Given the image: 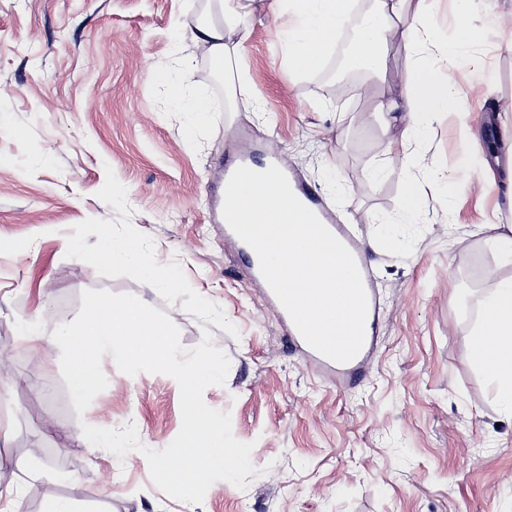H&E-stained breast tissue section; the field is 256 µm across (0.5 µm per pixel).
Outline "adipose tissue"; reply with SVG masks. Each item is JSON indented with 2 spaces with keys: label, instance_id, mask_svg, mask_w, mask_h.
<instances>
[{
  "label": "adipose tissue",
  "instance_id": "ef3b65f1",
  "mask_svg": "<svg viewBox=\"0 0 512 512\" xmlns=\"http://www.w3.org/2000/svg\"><path fill=\"white\" fill-rule=\"evenodd\" d=\"M260 0H219L220 21L205 23L191 32L195 46L220 62L230 58L226 35L229 17L252 10ZM357 32L353 62L374 76L367 95L382 121L385 150L422 139L443 113L458 110V99L439 77L440 66H455L461 53L479 39L467 14L470 0H456L457 22L446 34L426 24L432 0H376ZM278 11L289 17L278 34L282 55L299 72L313 69L330 48L337 29L344 24L350 0H275ZM400 36L408 52L426 50L405 91L388 95L380 91L378 79L386 71V47L392 36ZM471 354L494 384L499 401L512 412V279L498 281L485 299L478 328L471 341Z\"/></svg>",
  "mask_w": 512,
  "mask_h": 512
}]
</instances>
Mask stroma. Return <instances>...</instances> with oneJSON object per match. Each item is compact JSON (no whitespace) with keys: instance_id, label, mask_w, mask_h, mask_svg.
<instances>
[{"instance_id":"35a3bbf8","label":"stroma","mask_w":512,"mask_h":512,"mask_svg":"<svg viewBox=\"0 0 512 512\" xmlns=\"http://www.w3.org/2000/svg\"><path fill=\"white\" fill-rule=\"evenodd\" d=\"M218 18L215 0H0V493L17 512H512V417L470 353L485 297L512 278L486 245L512 225V198L461 131L493 124L495 154L512 145V0H473L482 41L440 72L467 122L442 117L414 150L454 200L427 186L415 215L403 152H384L369 100L337 94L326 65L289 69L269 0L227 36L234 69L217 67L189 31ZM178 91L211 112L194 119ZM237 156L285 161L363 240L380 309L354 374L305 362L225 236L218 191ZM125 237L176 287L96 261ZM90 289L163 311L184 347L212 333L230 369L204 399L254 445L263 473L246 489L220 481L179 502L143 454L117 467L83 437L84 422L132 423L160 450L182 424L173 378L127 375L108 355L107 389L77 414L60 348L38 356L21 339L23 320L42 317L48 335L73 321ZM34 449L38 464L19 468Z\"/></svg>"}]
</instances>
